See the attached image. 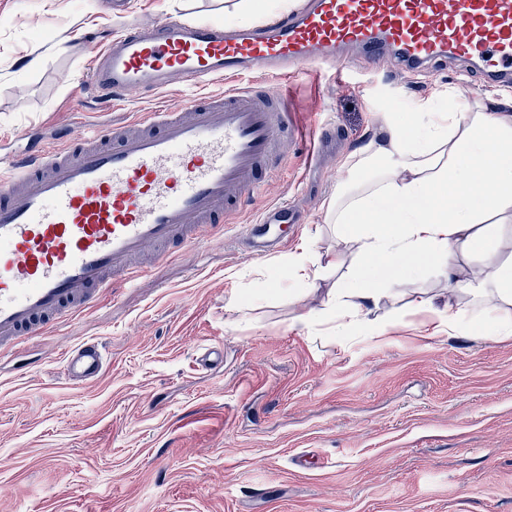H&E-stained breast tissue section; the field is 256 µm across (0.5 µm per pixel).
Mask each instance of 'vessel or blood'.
<instances>
[{"label": "vessel or blood", "mask_w": 512, "mask_h": 512, "mask_svg": "<svg viewBox=\"0 0 512 512\" xmlns=\"http://www.w3.org/2000/svg\"><path fill=\"white\" fill-rule=\"evenodd\" d=\"M353 50L393 53L408 73L452 55L512 86V0H303L279 22L249 29L127 19L94 46L85 84L101 102L129 101L247 69L283 80L314 63L340 69ZM287 136L305 134L285 87H232L1 162L0 351L133 284L129 264L146 247L166 257L222 232L280 167ZM265 234L248 224L239 238L264 258L277 251ZM64 358L71 380H98L106 364L95 343Z\"/></svg>", "instance_id": "obj_1"}]
</instances>
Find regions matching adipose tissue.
Instances as JSON below:
<instances>
[{
	"mask_svg": "<svg viewBox=\"0 0 512 512\" xmlns=\"http://www.w3.org/2000/svg\"><path fill=\"white\" fill-rule=\"evenodd\" d=\"M415 134L387 120L368 147L376 159L363 185L341 184L328 210L358 261L331 292L322 317L341 332L369 314L393 283L440 267L478 303L468 325L497 341L512 336V259L491 277L465 276L462 259L495 256L492 219L512 223V114L488 100L476 110L422 109Z\"/></svg>",
	"mask_w": 512,
	"mask_h": 512,
	"instance_id": "adipose-tissue-1",
	"label": "adipose tissue"
}]
</instances>
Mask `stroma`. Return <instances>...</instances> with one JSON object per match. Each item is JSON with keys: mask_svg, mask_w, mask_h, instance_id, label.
Instances as JSON below:
<instances>
[{"mask_svg": "<svg viewBox=\"0 0 512 512\" xmlns=\"http://www.w3.org/2000/svg\"><path fill=\"white\" fill-rule=\"evenodd\" d=\"M129 17L257 25L249 0H125ZM118 25L107 0H0V155L23 152L26 135L127 123L153 99L103 105L76 99L88 43ZM306 134L285 147L265 192L298 224L268 258L241 249L238 210L224 236L167 259L135 287L26 338L0 355V512H512V338L491 341L467 323L430 338L414 303L469 312L436 266L395 284L362 327L333 335L303 316L325 307L356 261L326 222L339 183L359 180V149L387 118L412 128L421 104H507L468 63L396 74L393 58L356 56L344 74L319 64L287 82ZM338 130L317 154L323 127ZM340 255L318 287L289 280L287 261ZM241 296L242 309L229 305ZM381 336H373V329ZM84 341L108 352L104 375L75 384L66 350ZM224 351L205 370V348ZM308 455L307 468L294 463Z\"/></svg>", "mask_w": 512, "mask_h": 512, "instance_id": "obj_1", "label": "stroma"}]
</instances>
